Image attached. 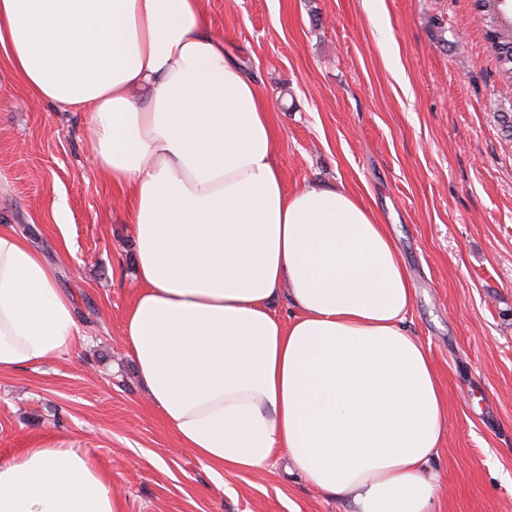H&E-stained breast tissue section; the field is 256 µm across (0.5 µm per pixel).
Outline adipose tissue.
<instances>
[{
  "mask_svg": "<svg viewBox=\"0 0 512 512\" xmlns=\"http://www.w3.org/2000/svg\"><path fill=\"white\" fill-rule=\"evenodd\" d=\"M0 48L32 97L86 113L99 175L132 201L122 336L177 449L219 479L284 461L352 512H434L448 400L394 240L349 191L287 187L271 103L203 0H0ZM80 334L56 267L0 226V374ZM0 512L126 508L47 439L0 459Z\"/></svg>",
  "mask_w": 512,
  "mask_h": 512,
  "instance_id": "1",
  "label": "adipose tissue"
}]
</instances>
